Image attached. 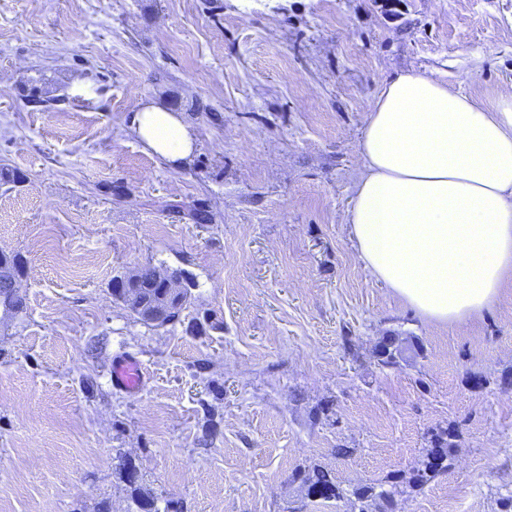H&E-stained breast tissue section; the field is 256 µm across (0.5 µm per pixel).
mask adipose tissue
<instances>
[{
	"label": "adipose tissue",
	"instance_id": "adipose-tissue-1",
	"mask_svg": "<svg viewBox=\"0 0 512 512\" xmlns=\"http://www.w3.org/2000/svg\"><path fill=\"white\" fill-rule=\"evenodd\" d=\"M130 127L179 164L180 114L152 100ZM350 237L370 276L424 322L462 326L512 282V89L481 102L417 71L383 84L365 117Z\"/></svg>",
	"mask_w": 512,
	"mask_h": 512
}]
</instances>
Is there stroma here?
I'll use <instances>...</instances> for the list:
<instances>
[{
  "instance_id": "1",
  "label": "stroma",
  "mask_w": 512,
  "mask_h": 512,
  "mask_svg": "<svg viewBox=\"0 0 512 512\" xmlns=\"http://www.w3.org/2000/svg\"><path fill=\"white\" fill-rule=\"evenodd\" d=\"M407 70L479 101L512 86V0H0V167L26 177L0 183V250L26 261L23 310L0 308V512H353L297 472L405 476L448 426L450 470L398 512H501L512 285L429 324L350 238L365 115ZM153 99L193 131L180 165L130 128ZM146 265L186 271L179 320L113 298ZM125 353L149 374L135 395L110 379Z\"/></svg>"
}]
</instances>
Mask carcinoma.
Wrapping results in <instances>:
<instances>
[{
  "mask_svg": "<svg viewBox=\"0 0 512 512\" xmlns=\"http://www.w3.org/2000/svg\"><path fill=\"white\" fill-rule=\"evenodd\" d=\"M24 272V260L18 253L9 254L6 265L0 268V277L8 279L22 276ZM136 287L140 291V300L148 305L159 301L167 295L164 283L155 275V268L144 266L136 272ZM386 351L379 354V362L385 367L399 365L398 353H400L401 340L397 336L385 338ZM454 430L442 429L432 435L430 448L426 450L424 458L418 466L412 469L409 477L394 475L380 484L361 483L347 491L336 482V477L324 468L315 466L297 475L301 481L305 495L308 498L322 496L325 499H343L347 496L354 498L358 504V512H369L375 507H383L391 510L393 499L399 493L398 487L404 483L411 489H420L437 475L448 471L453 456Z\"/></svg>",
  "mask_w": 512,
  "mask_h": 512,
  "instance_id": "1",
  "label": "carcinoma"
}]
</instances>
